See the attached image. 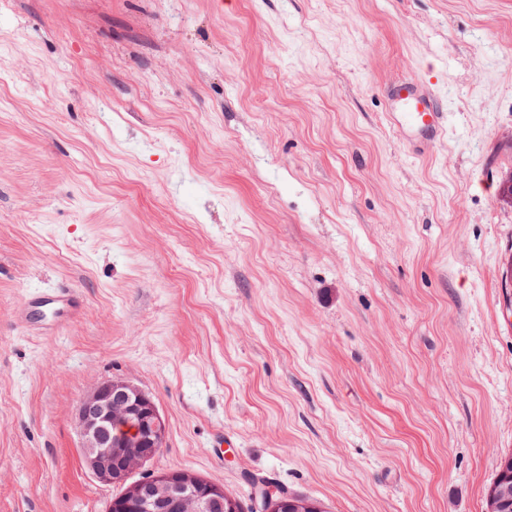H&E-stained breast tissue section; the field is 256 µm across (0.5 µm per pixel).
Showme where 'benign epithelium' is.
<instances>
[{
  "label": "benign epithelium",
  "instance_id": "1",
  "mask_svg": "<svg viewBox=\"0 0 512 512\" xmlns=\"http://www.w3.org/2000/svg\"><path fill=\"white\" fill-rule=\"evenodd\" d=\"M85 469L99 482L119 486L108 512H242L224 485L194 471L169 470L137 481L131 475L165 447L167 423L154 400L119 379L96 384L76 411ZM281 502L264 487L254 492L251 512H281Z\"/></svg>",
  "mask_w": 512,
  "mask_h": 512
}]
</instances>
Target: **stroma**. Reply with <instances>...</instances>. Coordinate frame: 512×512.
Here are the masks:
<instances>
[{"label": "stroma", "instance_id": "1", "mask_svg": "<svg viewBox=\"0 0 512 512\" xmlns=\"http://www.w3.org/2000/svg\"><path fill=\"white\" fill-rule=\"evenodd\" d=\"M423 80L411 157L383 83ZM512 0H0V512H107L75 411L148 471L324 512H487L512 453ZM66 285L83 314L15 323ZM386 117L403 129L409 152L423 156L447 130L448 114L441 101L422 82H392L385 85ZM82 296L71 288H51L29 296L16 313V324L27 328L35 312L48 310L51 319L39 333L54 334L79 314L83 308ZM113 423L120 429L112 434ZM85 469L99 482L120 486L108 512H241L224 485L194 471L169 470L130 482L165 447L167 423L154 400L119 379L96 384L76 411Z\"/></svg>", "mask_w": 512, "mask_h": 512}]
</instances>
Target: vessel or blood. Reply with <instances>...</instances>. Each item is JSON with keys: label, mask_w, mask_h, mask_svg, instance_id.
<instances>
[{"label": "vessel or blood", "mask_w": 512, "mask_h": 512, "mask_svg": "<svg viewBox=\"0 0 512 512\" xmlns=\"http://www.w3.org/2000/svg\"><path fill=\"white\" fill-rule=\"evenodd\" d=\"M386 117L403 129L409 152L423 156L447 130L448 114L441 101L423 83L392 82L385 86ZM84 305L82 296L70 288H52L29 296L16 313V323L28 327L35 312L48 310L51 318L43 324L46 334L55 333L79 314Z\"/></svg>", "instance_id": "1"}]
</instances>
